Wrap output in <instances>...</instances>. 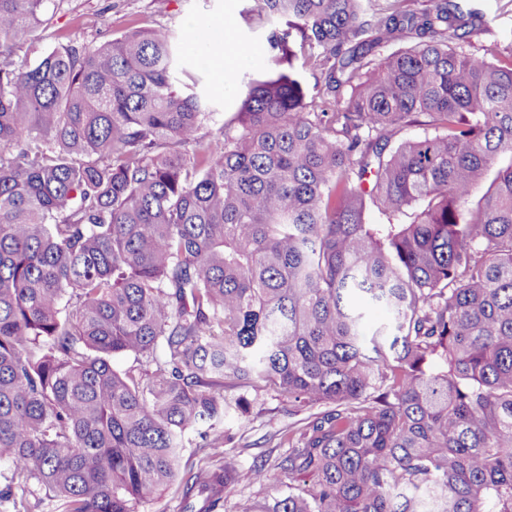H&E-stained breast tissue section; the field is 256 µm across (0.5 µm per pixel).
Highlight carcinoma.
<instances>
[{
	"mask_svg": "<svg viewBox=\"0 0 512 512\" xmlns=\"http://www.w3.org/2000/svg\"><path fill=\"white\" fill-rule=\"evenodd\" d=\"M471 2L251 0L271 69L205 140L168 31L32 64L48 0H0V459L22 489L135 512L178 482L214 506L234 466L198 482L183 439L225 447L227 392L273 387L324 407L279 463L313 482L242 512H512V45L470 51ZM355 294L391 321L367 332Z\"/></svg>",
	"mask_w": 512,
	"mask_h": 512,
	"instance_id": "carcinoma-1",
	"label": "carcinoma"
}]
</instances>
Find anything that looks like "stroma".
<instances>
[{"label":"stroma","mask_w":512,"mask_h":512,"mask_svg":"<svg viewBox=\"0 0 512 512\" xmlns=\"http://www.w3.org/2000/svg\"><path fill=\"white\" fill-rule=\"evenodd\" d=\"M248 6V0H166L162 5L157 0H49L46 22L18 54L34 62L68 42L92 46L135 28L167 29L179 42L185 66L202 76L196 91L208 103L213 119L200 135L209 140L219 135L225 120L239 107L238 89L235 84L221 83V69L257 74L269 65L262 32L252 29L244 18ZM478 6L495 17L489 30L474 39L480 53L490 54L512 44V14L499 15L498 0H479ZM97 17L103 18V25L88 26V19ZM192 22L210 35V48L202 50L184 42ZM219 43L224 46L220 53L215 50ZM239 393L249 400L250 407L245 412L232 409L225 414L224 429L233 437L227 449L204 447L194 433L184 439L185 469L220 468L228 458L236 465L235 478L216 512H241L244 504L262 500L265 491L283 490L292 483V475L281 470L279 463L289 451V431L300 428L313 412L311 406L271 388L243 387ZM260 463L269 475L264 486L255 478V467Z\"/></svg>","instance_id":"stroma-1"}]
</instances>
